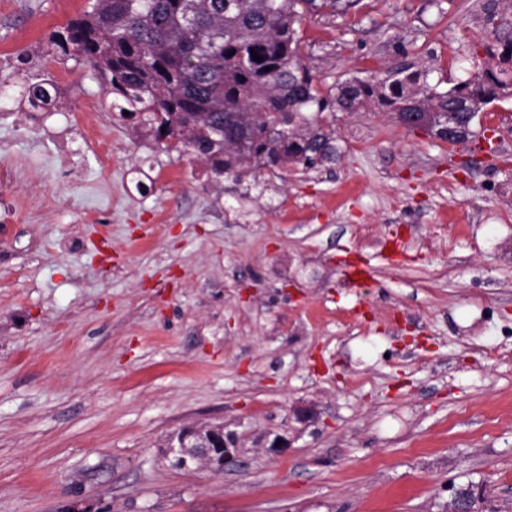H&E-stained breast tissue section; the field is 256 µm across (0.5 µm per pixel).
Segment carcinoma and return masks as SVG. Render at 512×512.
Segmentation results:
<instances>
[{
	"mask_svg": "<svg viewBox=\"0 0 512 512\" xmlns=\"http://www.w3.org/2000/svg\"><path fill=\"white\" fill-rule=\"evenodd\" d=\"M91 9L54 30L61 60L99 74L110 109L168 152L197 156L216 176L239 183L262 167L312 170L336 162L334 130L321 115L378 104L423 113L442 135L453 113L476 137L484 108L512 95V10L490 13L491 62L446 91L405 68L390 80L354 79L324 90L303 63L296 25L308 16L348 14L360 0H90ZM263 57L258 62L252 53ZM28 103L54 106V81L23 87Z\"/></svg>",
	"mask_w": 512,
	"mask_h": 512,
	"instance_id": "1",
	"label": "carcinoma"
}]
</instances>
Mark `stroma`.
<instances>
[{"label": "stroma", "instance_id": "35a3bbf8", "mask_svg": "<svg viewBox=\"0 0 512 512\" xmlns=\"http://www.w3.org/2000/svg\"><path fill=\"white\" fill-rule=\"evenodd\" d=\"M87 5L0 0V86L69 75L55 111L0 121V512H442L468 485L512 512V98L484 110L491 160L370 106L324 112L336 163L236 183L53 58ZM503 7L361 0L302 21L304 62L326 88L410 66L445 90ZM202 423L237 439L223 474L167 452Z\"/></svg>", "mask_w": 512, "mask_h": 512}]
</instances>
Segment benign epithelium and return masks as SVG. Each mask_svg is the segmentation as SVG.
<instances>
[{"label":"benign epithelium","mask_w":512,"mask_h":512,"mask_svg":"<svg viewBox=\"0 0 512 512\" xmlns=\"http://www.w3.org/2000/svg\"><path fill=\"white\" fill-rule=\"evenodd\" d=\"M176 439L177 444L171 445V451L177 454V463L185 469L195 461L200 469L222 472L225 465L235 460V451L229 448L222 425L189 426L182 429ZM476 502L474 493L460 488L444 505L443 512H477Z\"/></svg>","instance_id":"7a95c632"}]
</instances>
